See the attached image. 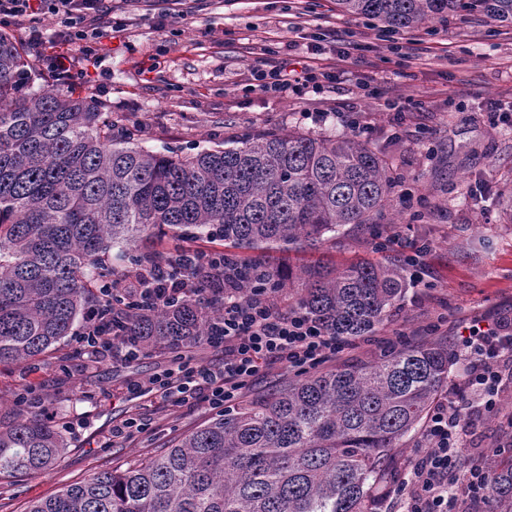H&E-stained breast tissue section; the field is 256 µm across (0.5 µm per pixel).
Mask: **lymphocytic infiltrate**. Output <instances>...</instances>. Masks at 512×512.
<instances>
[{"mask_svg":"<svg viewBox=\"0 0 512 512\" xmlns=\"http://www.w3.org/2000/svg\"><path fill=\"white\" fill-rule=\"evenodd\" d=\"M104 10V0H0V26H9L20 16L51 14L64 21L62 41L83 40L88 36V24ZM258 78L263 92L296 96L308 89L320 92L324 84L336 81L334 73L318 74L307 63L297 69L273 65L260 70ZM181 255V265L157 267L148 290L163 301L189 290L187 267H204L214 273L223 294L224 318L207 337L206 345L223 352L224 357L201 365L193 355H180L176 369L129 383L127 391L132 397L151 394L165 405L204 404L220 410L264 367L279 364L302 374L343 352V344L302 311L279 310L277 290L269 280H259L243 300L233 293V267L222 257L191 247ZM148 290L139 273L132 287L101 288L102 301L89 309L87 325L77 338L86 363L102 362L116 351L128 358L137 355V348L112 335L107 304L115 299L130 305L143 303ZM465 358V380L449 385L423 424L426 451L410 462L395 488L379 493L380 501L399 503L402 512H469L473 502L487 495L489 472L476 464L462 468L458 462L472 453L468 427L474 415L498 410L503 378L512 368V328L504 322L488 331L472 326Z\"/></svg>","mask_w":512,"mask_h":512,"instance_id":"f902f5d3","label":"lymphocytic infiltrate"}]
</instances>
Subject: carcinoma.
Listing matches in <instances>:
<instances>
[{
	"label": "carcinoma",
	"instance_id": "1",
	"mask_svg": "<svg viewBox=\"0 0 512 512\" xmlns=\"http://www.w3.org/2000/svg\"><path fill=\"white\" fill-rule=\"evenodd\" d=\"M394 29L476 14L512 24V0H336ZM39 79L0 33V363L28 364L72 335L112 279L104 255L127 247L138 270L175 255L142 253L156 233L224 240L235 288L257 276L299 290L298 307L340 340L371 336L400 308L392 263L272 268L274 249L316 248L347 225L373 229L399 183L369 144L344 135L265 130L197 153L154 152L95 99ZM224 304L189 293L124 311L112 335L144 352L202 345ZM454 358L429 340L373 361L302 375L242 403L135 470L98 471L28 512H375L400 442L448 384ZM65 451L38 411L0 428V478L41 474ZM486 512H512V455H485Z\"/></svg>",
	"mask_w": 512,
	"mask_h": 512
}]
</instances>
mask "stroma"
Instances as JSON below:
<instances>
[{
    "label": "stroma",
    "instance_id": "35a3bbf8",
    "mask_svg": "<svg viewBox=\"0 0 512 512\" xmlns=\"http://www.w3.org/2000/svg\"><path fill=\"white\" fill-rule=\"evenodd\" d=\"M98 25L99 65L79 44L60 47L72 59L78 92L103 101L115 120L139 128L141 145L197 152L215 139L266 128L345 133L342 115L361 112L362 138L393 160L401 182L376 234L352 228L316 250L274 251L273 266L342 267L389 257L408 288L399 311L375 335L337 362H365L384 340L439 339L457 351L474 321L512 318V26L465 17L392 30L342 15L336 0H183L174 23L158 25L144 0H105ZM55 39L57 18L21 17L8 32L28 52L43 80L49 53L31 29ZM359 49L350 57V44ZM309 60L337 75L317 94H269L257 70ZM508 120L491 125V107ZM415 256L406 264L405 256ZM33 365L0 366V419L31 386L67 448L52 470L0 480V512H26L32 501L100 470H124L161 454L214 418L205 406L159 407L131 398L130 380L173 365L171 353L131 362L80 366L76 332ZM157 418L153 431L100 447L113 424L130 415Z\"/></svg>",
    "mask_w": 512,
    "mask_h": 512
}]
</instances>
